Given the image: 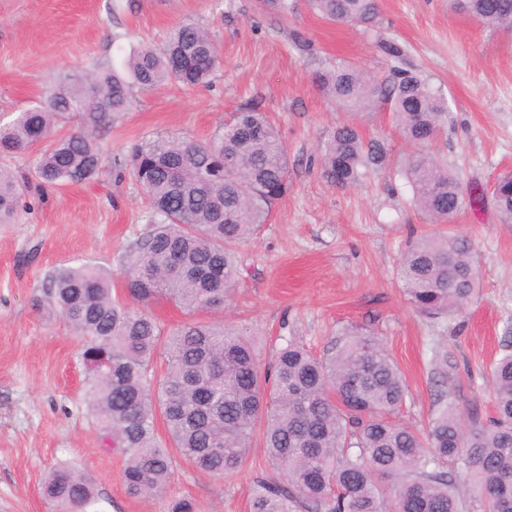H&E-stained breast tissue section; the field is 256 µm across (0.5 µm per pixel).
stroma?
I'll list each match as a JSON object with an SVG mask.
<instances>
[{"label":"stroma","instance_id":"obj_1","mask_svg":"<svg viewBox=\"0 0 512 512\" xmlns=\"http://www.w3.org/2000/svg\"><path fill=\"white\" fill-rule=\"evenodd\" d=\"M184 22L206 28L223 49L211 84L137 93L135 107L99 135L106 161L96 181L30 187L17 222L0 224V512H55L41 484L60 465L95 479V512H166L182 496L198 512H249L256 478L271 472L259 446L233 474L218 478L180 458L161 496L129 495L124 458L104 447L87 394L82 341L39 308L48 275L64 265L95 264L121 287L119 257L151 220L140 188L117 176L127 147L157 135L204 142L244 108L264 113L285 144L288 190L240 246L237 287L214 320L251 336L265 368L280 338L319 355L344 327L372 330L408 385L394 419L415 427L434 408L433 356L442 351L450 385L483 415L493 412L488 373L512 341V225L477 198L512 173V32L484 28L448 0H379L366 30L323 19L309 0H0V121L41 100L60 73L122 69L133 50ZM391 44L400 57L388 54ZM339 61L382 77L409 69L442 90L450 119L427 150L459 178L465 203L454 223H425L411 207L396 170L412 148L389 107L359 121L384 142L389 167L354 189L324 177L323 145L351 116L312 74ZM438 231L471 240L480 280L464 310L430 320L408 303L397 270L417 235Z\"/></svg>","mask_w":512,"mask_h":512}]
</instances>
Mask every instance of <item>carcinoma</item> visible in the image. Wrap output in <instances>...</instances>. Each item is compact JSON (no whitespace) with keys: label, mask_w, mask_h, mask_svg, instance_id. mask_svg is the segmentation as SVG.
<instances>
[{"label":"carcinoma","mask_w":512,"mask_h":512,"mask_svg":"<svg viewBox=\"0 0 512 512\" xmlns=\"http://www.w3.org/2000/svg\"><path fill=\"white\" fill-rule=\"evenodd\" d=\"M493 30L512 31V0H453ZM327 20L376 23L378 0H312ZM222 60L218 43L186 22L159 46L133 53L125 68L60 75L46 99L0 123V155L36 154L33 175L46 186L97 179L104 162L101 130L132 109L131 89L167 82L205 85ZM322 94L351 112L389 106L416 147L402 173L411 202L433 224L463 204L448 164L424 151L448 125V100L421 74L395 68L384 80L349 63L314 73ZM76 128L54 133L61 122ZM389 164L384 145L351 123L336 126L320 158L338 188L361 184ZM142 188L152 228L120 262L126 293L143 305L167 301L189 320L167 336L147 314L112 296V281L90 264L60 267L47 277L46 309L69 321L83 339L90 397L112 447L125 458L129 494L161 493L179 455L216 477L238 470L259 419L276 476L256 481L249 512H512V352L490 371L495 415L461 409L448 391V355L436 354L441 390L422 433L388 418L408 393L395 361L365 329L339 332L320 356L293 337L261 372L254 342L224 323L194 318L216 312L233 292L237 246L265 222L288 189V151L261 112L245 110L213 140L158 137L133 143L119 162ZM29 177L0 166V224L16 221ZM500 222L512 224V174L490 189ZM409 303L431 319L461 311L478 280L471 241L457 234L420 237L398 268ZM166 365L153 380L151 363ZM162 419L174 451L157 441ZM469 477L461 496L454 470ZM42 495L57 512H88L97 487L67 466L50 471Z\"/></svg>","instance_id":"cac0c4a2"}]
</instances>
